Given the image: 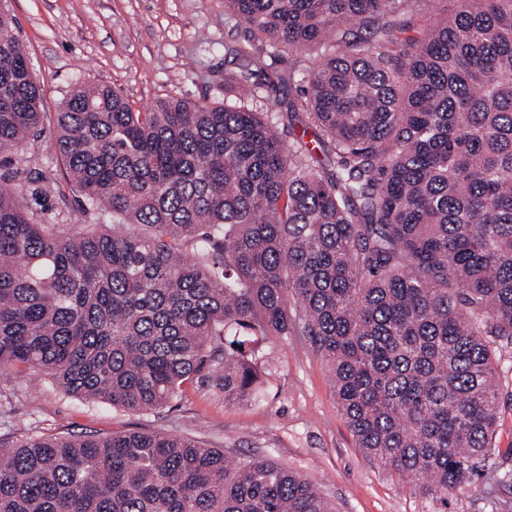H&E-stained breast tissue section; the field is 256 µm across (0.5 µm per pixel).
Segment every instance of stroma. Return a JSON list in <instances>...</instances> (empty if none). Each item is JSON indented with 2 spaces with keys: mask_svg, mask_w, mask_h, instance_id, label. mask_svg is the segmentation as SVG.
Returning <instances> with one entry per match:
<instances>
[{
  "mask_svg": "<svg viewBox=\"0 0 512 512\" xmlns=\"http://www.w3.org/2000/svg\"><path fill=\"white\" fill-rule=\"evenodd\" d=\"M13 16L43 90L42 164L54 167L55 114L74 84L117 89L134 111L182 98L218 104L225 46L250 40L224 23V0H0ZM262 392L228 401L209 371L158 410L129 412L66 394L24 367L0 376V442L32 436L157 431L185 436L228 459L267 457L313 481L336 512H512V486L481 472L447 503L422 498L364 455L336 407L325 361L303 336L260 346ZM499 420L493 460L512 468V348L496 351Z\"/></svg>",
  "mask_w": 512,
  "mask_h": 512,
  "instance_id": "stroma-1",
  "label": "stroma"
}]
</instances>
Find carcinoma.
Wrapping results in <instances>:
<instances>
[{
	"instance_id": "1",
	"label": "carcinoma",
	"mask_w": 512,
	"mask_h": 512,
	"mask_svg": "<svg viewBox=\"0 0 512 512\" xmlns=\"http://www.w3.org/2000/svg\"><path fill=\"white\" fill-rule=\"evenodd\" d=\"M224 0L254 40L224 46V104L134 112L106 85L56 113L0 10V372L129 411L166 406L203 368L255 395L254 345L307 337L357 447L448 503L493 456L492 356L512 346V0ZM317 46L302 132L259 105ZM311 140H306L307 135ZM90 224H45L28 187ZM0 512H335L269 459L157 432L0 445ZM432 4L433 7L421 10L418 13H414L413 15L407 17L410 23L406 32L402 34L403 37H419L422 32L429 26L433 18V14L436 11L447 7L448 9H452L456 5L454 0H441L433 2ZM316 49H310L305 51H298V52H289L281 51L279 54V57L276 59V62L274 64V68L282 71L286 74L294 72V81L295 85L300 84L301 80L303 78V74H301V64L303 62H299L302 60H305L309 56L313 57L316 56ZM293 85V88L294 86Z\"/></svg>"
}]
</instances>
